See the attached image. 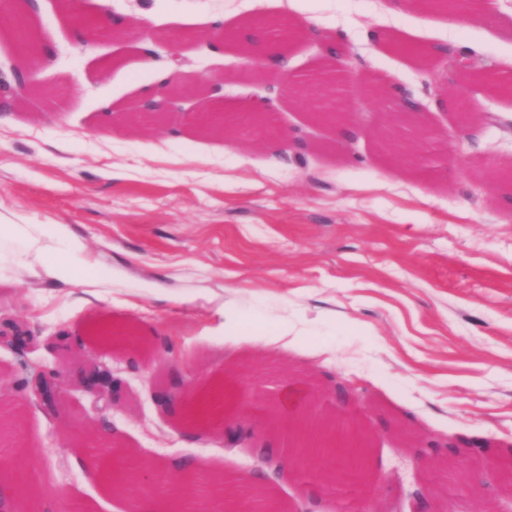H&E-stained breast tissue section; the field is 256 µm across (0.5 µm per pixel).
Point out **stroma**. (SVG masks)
<instances>
[{
    "instance_id": "35a3bbf8",
    "label": "stroma",
    "mask_w": 512,
    "mask_h": 512,
    "mask_svg": "<svg viewBox=\"0 0 512 512\" xmlns=\"http://www.w3.org/2000/svg\"><path fill=\"white\" fill-rule=\"evenodd\" d=\"M249 4L80 0L85 16L109 5L128 22L124 36L87 45L57 0H39L31 13L55 54L28 68L42 96L0 125V219L35 225L48 266L33 270L22 243L0 238V322L21 323L34 338L24 350L0 347V413L20 416L0 441V479H15L51 512H131L147 498L138 482L116 488L91 476L105 449L82 443L88 396L71 392L51 415L19 386L30 364L78 352L121 379L112 442L143 467L184 460L229 480L259 476L254 449H224L218 426L185 427L183 406L165 411L156 395L175 383L199 394L223 386L224 423L250 425L258 444L289 460L297 439L267 397L307 380L322 399L310 423L367 431L372 478L346 499L331 492L329 466L288 464L268 484L285 512H305L313 498L322 512H406L412 445L458 435L485 448L442 458L439 500L448 512H499L501 500L475 477L497 461L502 481L512 480V95L480 75L512 72V0H503L505 26L460 29L421 5L392 12L390 0H267L266 16L312 19L341 36L343 94L372 115L350 146L309 128L304 104L286 95L274 100L271 124L308 129L320 150L301 152L263 127L224 136L128 120L173 50L186 82L222 80L235 109L244 85H279L327 59L324 41L305 38L285 45L284 72L238 55L235 45L249 42ZM217 23L234 44L208 46ZM380 31L390 40L378 41ZM445 45L480 55L470 71L451 73L438 52ZM367 80L383 82L386 100L363 99ZM407 95L438 127L467 115L469 139L433 164L392 165L378 130L392 100ZM70 240L84 250L63 278L50 267L66 261ZM287 323L301 346L268 343ZM103 324L132 344L92 345L89 330ZM340 382L365 408L333 399Z\"/></svg>"
}]
</instances>
